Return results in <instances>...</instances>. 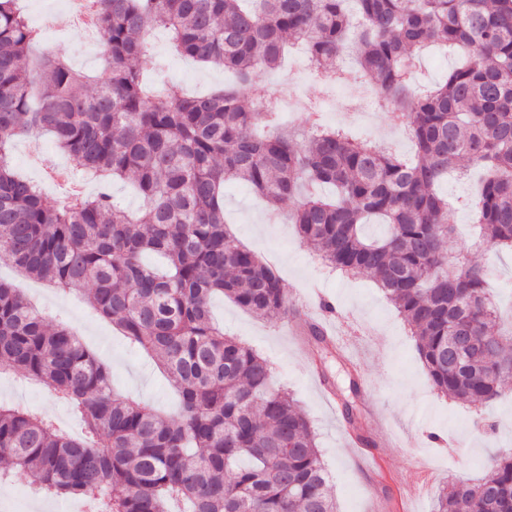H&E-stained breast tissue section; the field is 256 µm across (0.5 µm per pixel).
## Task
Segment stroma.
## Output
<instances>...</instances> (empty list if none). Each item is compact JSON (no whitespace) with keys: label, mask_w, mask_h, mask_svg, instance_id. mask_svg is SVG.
<instances>
[{"label":"stroma","mask_w":512,"mask_h":512,"mask_svg":"<svg viewBox=\"0 0 512 512\" xmlns=\"http://www.w3.org/2000/svg\"><path fill=\"white\" fill-rule=\"evenodd\" d=\"M149 49L155 58L151 78L170 96L206 92L233 80L230 72L175 56L169 42L150 43ZM284 78L310 100L327 93L307 67L303 50L296 48L283 70L254 75V97H274L278 80ZM325 121L359 141L387 142L399 156L409 158L415 152L409 134L393 130L389 110L359 122L352 113L338 109L327 112ZM440 189L453 200L449 223L468 232L476 203L473 179L454 174ZM293 209V204H285L273 217L246 185L229 182L224 187V212L235 239L273 264L289 293L309 300L315 291H322L363 329L351 352L335 351L330 361L337 388H344L348 374L360 380L357 407L362 433L353 432L342 413L326 405L328 390L316 368L319 355L302 351L300 339L289 334V318L256 317L222 297L213 301L214 316L225 334L273 364L277 383L293 394L310 420L338 512H433L438 491L449 481L480 479L489 455L512 448V381L503 397L480 408L438 395L424 373L409 326L380 288L368 275H340L325 267L301 242L296 225L289 223ZM472 259L487 271H498L491 285L502 309L512 308V253L489 246L473 253ZM37 302L48 322L63 321L78 329L84 346L106 365L123 394L168 411L175 408L176 399L159 365L120 336L109 321L93 316L81 295L50 288L38 295ZM0 402L62 421L66 430L81 429L78 416L48 390L31 385L23 374L0 375ZM362 436L375 459L376 476L369 493L353 461ZM80 503V498L71 496L38 502L30 476L19 469L9 471L0 487V512H70Z\"/></svg>","instance_id":"1"}]
</instances>
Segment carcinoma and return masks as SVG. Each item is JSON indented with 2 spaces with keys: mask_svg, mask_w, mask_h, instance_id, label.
<instances>
[{
  "mask_svg": "<svg viewBox=\"0 0 512 512\" xmlns=\"http://www.w3.org/2000/svg\"><path fill=\"white\" fill-rule=\"evenodd\" d=\"M354 2L364 83L408 127L412 160L342 130L303 135L253 127L248 87L301 44L313 69L339 77ZM104 76L95 82L47 53L29 68L41 31L18 0H0V265L83 293L98 315L158 360L179 396L173 416L112 392L109 371L71 326L46 324L0 281V370L47 386L83 422L77 438L53 420L0 404V463L60 495L110 498V512H337L309 420L274 383L269 362L224 335L217 294L257 315L290 312L272 265L235 243L224 183H247L272 205L298 201L301 241L328 267L376 281L417 338L432 386L488 404L512 377V330H500L485 269L448 248V172L486 170L477 194L474 250H512V0H93ZM173 49L233 72L231 86L172 99L150 86L148 32ZM437 44L467 62L435 86L411 88L421 51ZM50 133L74 169L129 180L145 201L132 215L107 188L49 202L15 171V138ZM326 184L335 196H319ZM375 219L386 228L369 238ZM161 259L159 269L145 262ZM485 337L468 369L449 368L461 329ZM476 482L442 488L435 512H512V455L489 456Z\"/></svg>",
  "mask_w": 512,
  "mask_h": 512,
  "instance_id": "carcinoma-1",
  "label": "carcinoma"
}]
</instances>
